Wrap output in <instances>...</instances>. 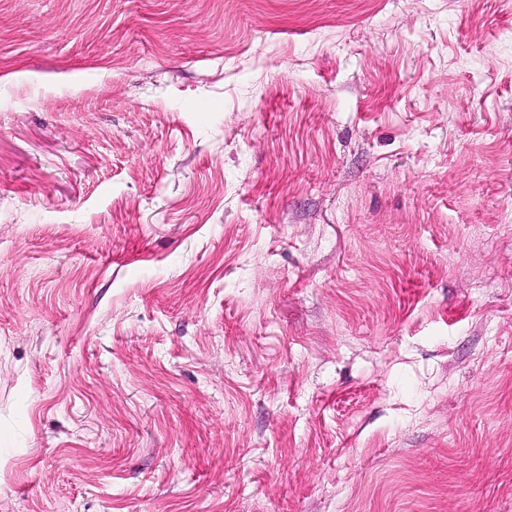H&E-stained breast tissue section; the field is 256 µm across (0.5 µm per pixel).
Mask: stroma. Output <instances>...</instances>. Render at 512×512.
Returning <instances> with one entry per match:
<instances>
[{
  "instance_id": "stroma-1",
  "label": "stroma",
  "mask_w": 512,
  "mask_h": 512,
  "mask_svg": "<svg viewBox=\"0 0 512 512\" xmlns=\"http://www.w3.org/2000/svg\"><path fill=\"white\" fill-rule=\"evenodd\" d=\"M0 512H512V0H0Z\"/></svg>"
}]
</instances>
